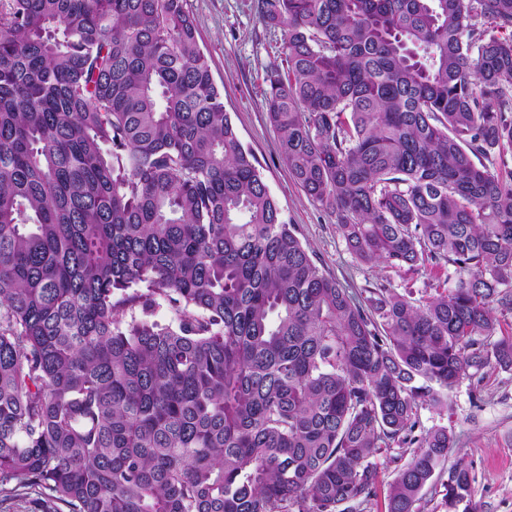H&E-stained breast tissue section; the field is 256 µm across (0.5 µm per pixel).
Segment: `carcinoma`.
<instances>
[{
	"instance_id": "carcinoma-1",
	"label": "carcinoma",
	"mask_w": 512,
	"mask_h": 512,
	"mask_svg": "<svg viewBox=\"0 0 512 512\" xmlns=\"http://www.w3.org/2000/svg\"><path fill=\"white\" fill-rule=\"evenodd\" d=\"M264 107L359 260L453 266L350 295L281 219L187 0H0V493L40 512H453L419 435L512 370V0H258ZM176 319H151L160 302ZM396 452L397 450L391 452H383L377 458V462L379 464V485L377 490L376 505L373 507L372 512H384L385 496L389 484L396 477L398 469L408 460L410 456L407 454L402 460L394 462L393 456L397 455ZM11 498L5 499L0 496V512H32L34 511V502L41 497V490L37 487H21ZM5 499V500H3Z\"/></svg>"
}]
</instances>
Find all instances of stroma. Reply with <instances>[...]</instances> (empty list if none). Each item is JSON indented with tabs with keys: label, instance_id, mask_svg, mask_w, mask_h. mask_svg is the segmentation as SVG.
I'll return each instance as SVG.
<instances>
[{
	"label": "stroma",
	"instance_id": "obj_1",
	"mask_svg": "<svg viewBox=\"0 0 512 512\" xmlns=\"http://www.w3.org/2000/svg\"><path fill=\"white\" fill-rule=\"evenodd\" d=\"M196 38L245 147L256 155L283 219L293 224L309 255L349 293L382 283L412 299L432 296L437 279L358 260L346 248L336 218L310 198L279 154L278 134L263 103L267 70L280 64L284 35L259 18L255 0H187ZM419 430L447 428L454 448L449 463L465 460L474 476L472 501L480 512H512V370H484L481 385L463 380L444 411L418 410Z\"/></svg>",
	"mask_w": 512,
	"mask_h": 512
}]
</instances>
